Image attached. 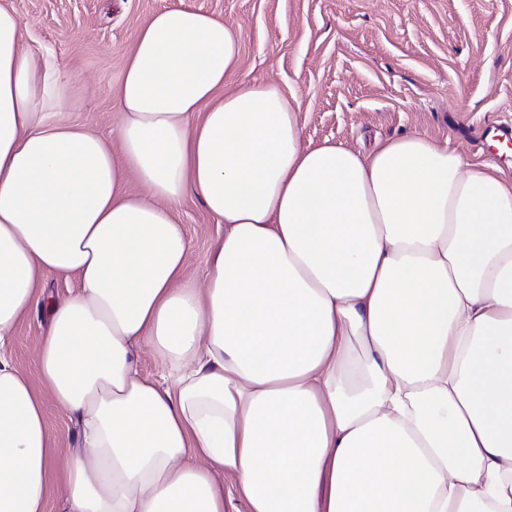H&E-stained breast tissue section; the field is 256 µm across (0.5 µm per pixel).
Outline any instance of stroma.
I'll list each match as a JSON object with an SVG mask.
<instances>
[{
	"mask_svg": "<svg viewBox=\"0 0 512 512\" xmlns=\"http://www.w3.org/2000/svg\"><path fill=\"white\" fill-rule=\"evenodd\" d=\"M35 41L75 74L69 116L115 141L124 55L152 14L202 10L236 29L237 79L272 82L300 101L305 145L360 152L420 133L447 140L468 162L512 181V146L492 143L512 122V0H11ZM176 215L190 238L188 268L201 274L224 228L193 195ZM46 327L41 306L11 345L33 373Z\"/></svg>",
	"mask_w": 512,
	"mask_h": 512,
	"instance_id": "1",
	"label": "stroma"
}]
</instances>
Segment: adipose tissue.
Returning <instances> with one entry per match:
<instances>
[{"label":"adipose tissue","instance_id":"1","mask_svg":"<svg viewBox=\"0 0 512 512\" xmlns=\"http://www.w3.org/2000/svg\"><path fill=\"white\" fill-rule=\"evenodd\" d=\"M29 39L0 0V512H512V182L418 133L304 146L298 99L226 88L236 31L178 6L124 57L116 155ZM188 194L224 224L197 276ZM50 273L76 288L29 375ZM45 327V314L39 303L23 319L11 345L13 361L25 373L34 374L35 353ZM137 360L141 373L151 379L158 378L162 371L160 360L152 353L149 345L140 344L137 348ZM47 417L56 447L62 448L58 463L63 466L68 459L67 448H76L77 426L74 421L58 412L53 406L48 407Z\"/></svg>","mask_w":512,"mask_h":512}]
</instances>
